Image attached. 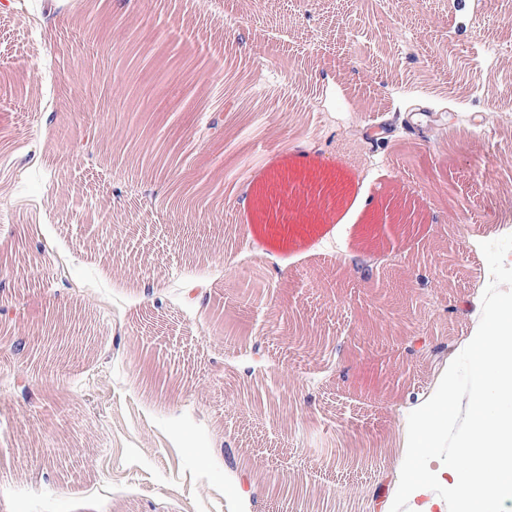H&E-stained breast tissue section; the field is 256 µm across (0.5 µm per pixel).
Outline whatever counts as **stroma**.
<instances>
[{"mask_svg": "<svg viewBox=\"0 0 512 512\" xmlns=\"http://www.w3.org/2000/svg\"><path fill=\"white\" fill-rule=\"evenodd\" d=\"M370 11L371 0H155L159 31H186L200 54L183 98L153 116L181 178L217 190L184 211L151 204V177L121 159L158 139L121 110L119 50L93 49L73 16L33 31L0 0V71L27 88L0 101V332L35 341L54 310L96 325L95 341L68 331L64 351L33 363L0 346V512H309L327 498L335 512H390L408 415L477 331L481 244L512 234V122L483 134L491 114L512 113V8L462 17L454 0H403L383 23ZM442 42L465 50L478 99L435 52ZM416 82L460 99L458 111L415 112L376 158L373 108ZM292 83L310 99L335 94L326 111L295 112ZM31 154L52 183L28 171ZM284 173L330 178V221L299 218L314 200L297 189L296 210L278 208ZM240 257L266 291L241 314L249 340L230 345L210 311L238 288ZM192 283L209 287L207 304ZM317 336L340 357L322 356ZM256 341L265 352L248 378ZM147 353L173 384L166 398L140 384ZM247 383L280 390L276 415L244 398ZM354 442L371 444L367 463L325 454ZM228 447L248 473L225 467ZM266 477L305 494L268 498Z\"/></svg>", "mask_w": 512, "mask_h": 512, "instance_id": "stroma-1", "label": "stroma"}]
</instances>
